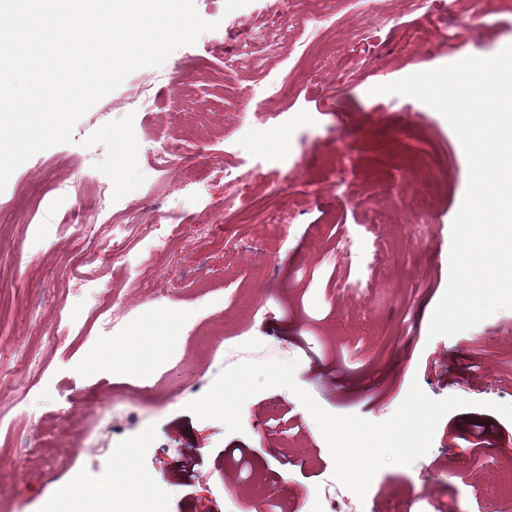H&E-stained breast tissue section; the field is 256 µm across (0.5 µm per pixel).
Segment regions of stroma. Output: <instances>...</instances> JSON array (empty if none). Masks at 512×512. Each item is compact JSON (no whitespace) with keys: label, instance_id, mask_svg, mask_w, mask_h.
<instances>
[{"label":"stroma","instance_id":"1","mask_svg":"<svg viewBox=\"0 0 512 512\" xmlns=\"http://www.w3.org/2000/svg\"><path fill=\"white\" fill-rule=\"evenodd\" d=\"M480 24L458 17L450 0H430L445 38L407 51L423 21L393 0H290L295 13L331 15L303 35L302 48L266 43L264 70L228 67L232 42L224 25L267 20L276 0H195L215 30L177 49L159 71L151 105L131 103L135 89L157 69L131 73L73 128V140L43 150L18 167L0 192V447L9 448L0 472V512H127L130 501L153 502L159 512H313L315 495L334 470L328 445L310 412L288 389L249 398L242 430L187 411L215 381L197 361L208 334L194 327L215 311L224 331L251 337L258 348L286 347L296 381L326 411L372 422L389 419L419 383L433 399L457 396L470 407L440 421L423 470L388 465L374 476L364 512H512V420L493 404L512 402V310H501L452 337H429L432 313L449 276L452 221L462 203L468 165L446 119L424 103L374 86L457 62L491 56L512 44V9L476 0ZM288 83V96L263 105L244 89ZM270 111L257 123L258 111ZM427 132L409 139L407 120ZM167 142L178 153L154 166L152 151ZM442 162L446 181L429 213L407 207L410 169L424 153ZM223 163L252 172L264 185L253 206L224 208L223 180L175 189L179 177ZM299 174L282 182L287 166ZM112 206L135 224H176L156 281L139 268L147 240H134L127 258L101 259L118 224L100 225L93 239H76L58 225L90 205L103 184ZM298 202L292 235L264 250L277 234L273 218ZM378 233L369 224L376 213ZM224 217L223 232L190 234L194 224ZM354 242L344 260L337 242ZM131 303L136 317L123 336L103 337L101 321L114 302ZM177 340H170V332ZM408 342H401L402 332ZM114 346L123 367L90 366L97 345ZM36 349L41 367L24 368ZM343 358L348 375L329 390L328 355ZM481 359L485 375L467 370ZM380 384L386 394L370 398ZM125 410L110 416L112 394ZM75 428L63 432L62 410ZM483 426L493 454L474 460L463 436ZM136 446L123 459L121 450ZM40 448L67 457V467L43 472L19 456ZM126 460L138 482L116 483ZM101 490L93 508L69 499L71 485Z\"/></svg>","mask_w":512,"mask_h":512}]
</instances>
